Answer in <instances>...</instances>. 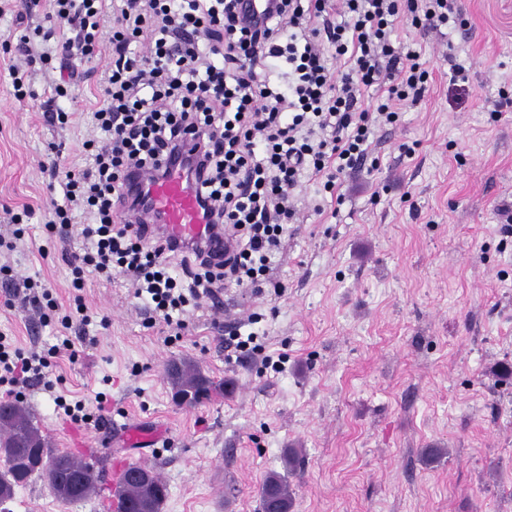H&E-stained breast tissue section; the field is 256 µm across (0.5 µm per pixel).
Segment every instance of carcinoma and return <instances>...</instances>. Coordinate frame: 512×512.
<instances>
[{
    "label": "carcinoma",
    "instance_id": "obj_1",
    "mask_svg": "<svg viewBox=\"0 0 512 512\" xmlns=\"http://www.w3.org/2000/svg\"><path fill=\"white\" fill-rule=\"evenodd\" d=\"M173 398L180 406H193L214 393H224L227 385L215 383L203 374L190 359L177 361L176 368L166 372ZM9 412L0 417V512H8L3 504L13 501L18 488L25 486L33 475L46 481L50 492L62 502L73 499L55 493L57 485L66 483L77 475L81 478L78 500L92 498L96 493L99 474L93 467L77 460L73 455L56 450L33 423V416L24 403H8ZM285 473L272 471L259 490L261 507L268 512H292L294 493L289 478L302 464V452L290 448L284 455ZM126 487L116 494L114 512H162L168 498V486L156 472L138 483L126 478Z\"/></svg>",
    "mask_w": 512,
    "mask_h": 512
}]
</instances>
